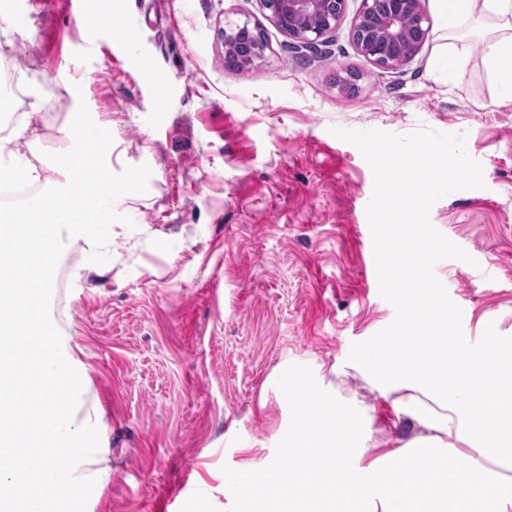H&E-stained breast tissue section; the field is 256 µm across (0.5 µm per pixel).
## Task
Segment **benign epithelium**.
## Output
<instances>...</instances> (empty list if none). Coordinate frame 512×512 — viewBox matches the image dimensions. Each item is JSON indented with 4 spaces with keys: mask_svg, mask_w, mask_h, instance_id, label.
I'll return each mask as SVG.
<instances>
[{
    "mask_svg": "<svg viewBox=\"0 0 512 512\" xmlns=\"http://www.w3.org/2000/svg\"><path fill=\"white\" fill-rule=\"evenodd\" d=\"M267 18L292 39V46H317L325 35L335 32L344 20L348 0H261ZM377 0H361L352 18L349 34L356 48L377 68L396 73L414 60L430 37L432 21L422 0H389L385 11L376 9ZM318 16L321 23L308 20ZM250 21L224 27V45L233 44L254 61H264L267 46L242 43L238 33Z\"/></svg>",
    "mask_w": 512,
    "mask_h": 512,
    "instance_id": "7a95c632",
    "label": "benign epithelium"
}]
</instances>
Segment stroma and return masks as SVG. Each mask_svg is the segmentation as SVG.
<instances>
[{
    "mask_svg": "<svg viewBox=\"0 0 512 512\" xmlns=\"http://www.w3.org/2000/svg\"><path fill=\"white\" fill-rule=\"evenodd\" d=\"M0 22V95L44 106L36 149L52 161L73 113L104 123L103 161L125 237L104 250L106 276L64 275L59 332L106 411L112 481L93 512H207L243 472V448L278 459L289 400L270 382L282 362L311 373L341 364L403 313L374 272L391 220L373 154L409 161L432 146L446 167L417 175L431 271L450 303L512 327V100L483 57L488 37L462 21L447 78L432 28L403 70L361 55L348 26L298 54L260 0H115L124 30L93 27L80 0H9ZM260 22L266 60L224 66L225 23ZM162 76L152 86L144 74ZM358 73L348 94L337 73ZM134 193H123L127 181Z\"/></svg>",
    "mask_w": 512,
    "mask_h": 512,
    "instance_id": "stroma-1",
    "label": "stroma"
}]
</instances>
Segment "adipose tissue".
<instances>
[{"label": "adipose tissue", "instance_id": "1", "mask_svg": "<svg viewBox=\"0 0 512 512\" xmlns=\"http://www.w3.org/2000/svg\"><path fill=\"white\" fill-rule=\"evenodd\" d=\"M435 2L450 37L462 21L493 20L497 34L484 63L512 99V0ZM63 134L94 143L81 165L66 151L45 163L32 148L29 122L0 123L1 184L39 185L50 168L66 181L55 196L0 208V245L27 257L21 266L0 252V335L14 336L15 351L33 356L30 396L47 406L31 420L0 417V500L9 512H91L93 491L112 480L105 413L85 399L90 370L67 337L53 334L45 303L67 245L86 243L81 266L102 276L110 267L95 244L124 236L126 227L112 221V177L100 166L101 155L112 151L104 126L78 116ZM373 160L388 186L407 172L445 165L429 146L409 165L391 161L384 149ZM421 200L408 190L388 198L399 220L385 227V253L413 255L396 270L405 313L387 336L362 342L329 376L314 378L286 363L274 370L292 400L279 448L291 452L294 464L283 469L245 449L243 475L224 487L232 512H512V331L485 314L476 320L477 336L457 330L447 294L424 274L431 254L406 221L408 202ZM350 376L377 391L386 414L342 390ZM402 419L415 436L383 450L375 424Z\"/></svg>", "mask_w": 512, "mask_h": 512}]
</instances>
